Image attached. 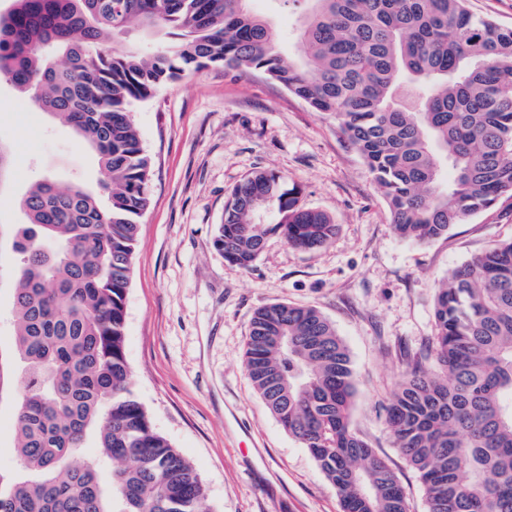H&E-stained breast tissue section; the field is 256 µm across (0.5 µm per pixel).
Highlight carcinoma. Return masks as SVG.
<instances>
[{
	"mask_svg": "<svg viewBox=\"0 0 512 512\" xmlns=\"http://www.w3.org/2000/svg\"><path fill=\"white\" fill-rule=\"evenodd\" d=\"M254 0H12L0 12V81L96 155L97 190L47 176L19 199L12 234L16 394L0 512H206L192 465L154 428L125 352V297L152 160L128 111L185 73L258 72L336 120L405 240L429 242L512 200V28L465 0H303L296 63ZM12 172L0 140V179ZM279 221H255L259 210ZM336 224L280 176L235 187L213 245L248 269L277 234L325 245ZM432 354L386 408L395 447L429 512H512V239L456 267L434 307ZM244 365L280 425L336 487L343 512H407L398 477L351 428L348 347L316 308L276 303L251 319ZM97 449L87 457L82 449ZM112 461V482L100 462Z\"/></svg>",
	"mask_w": 512,
	"mask_h": 512,
	"instance_id": "carcinoma-1",
	"label": "carcinoma"
}]
</instances>
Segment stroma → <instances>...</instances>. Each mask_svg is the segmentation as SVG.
<instances>
[{"label": "stroma", "mask_w": 512, "mask_h": 512, "mask_svg": "<svg viewBox=\"0 0 512 512\" xmlns=\"http://www.w3.org/2000/svg\"><path fill=\"white\" fill-rule=\"evenodd\" d=\"M129 114L153 176L126 293L125 357L155 429L201 479L209 512H343L334 485L245 373L250 320L279 302L315 307L335 326L357 385L351 427L393 469L408 512H428L386 407L432 346L440 282L512 239V205L476 214L434 241L401 239L336 121L257 73L210 67L160 86ZM0 139L14 150L0 224L23 222L18 200L43 175L96 189L93 153L4 81ZM254 171L282 176L300 205L333 218L335 236L313 251L273 236L249 269L225 263L213 246L224 202Z\"/></svg>", "instance_id": "obj_1"}]
</instances>
